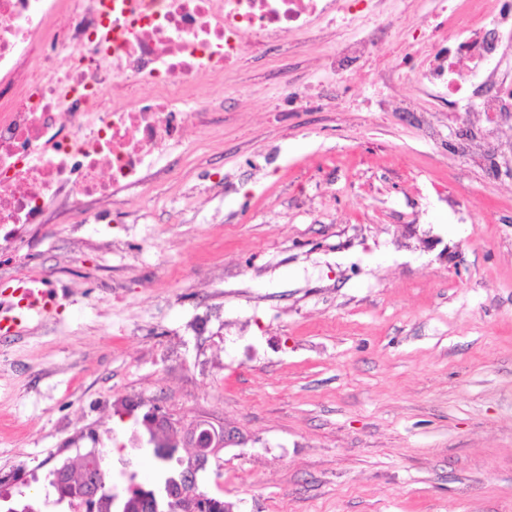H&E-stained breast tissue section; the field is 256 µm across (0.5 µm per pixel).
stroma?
I'll return each mask as SVG.
<instances>
[{
  "label": "stroma",
  "mask_w": 512,
  "mask_h": 512,
  "mask_svg": "<svg viewBox=\"0 0 512 512\" xmlns=\"http://www.w3.org/2000/svg\"><path fill=\"white\" fill-rule=\"evenodd\" d=\"M331 44L271 47L198 101L146 196L0 253L58 310L0 340V474L132 434L122 404L234 429L202 490L232 512H512V163L455 143L481 117L376 112L378 77L322 112Z\"/></svg>",
  "instance_id": "stroma-1"
}]
</instances>
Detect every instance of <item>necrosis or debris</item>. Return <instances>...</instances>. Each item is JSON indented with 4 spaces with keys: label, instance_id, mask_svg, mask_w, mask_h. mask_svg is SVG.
<instances>
[{
    "label": "necrosis or debris",
    "instance_id": "necrosis-or-debris-1",
    "mask_svg": "<svg viewBox=\"0 0 512 512\" xmlns=\"http://www.w3.org/2000/svg\"><path fill=\"white\" fill-rule=\"evenodd\" d=\"M397 3L0 0V249L33 242L54 204L77 223L108 222L122 193L149 189L183 150L188 124L223 110L194 98L196 75L238 71L289 34L333 38L339 78L313 96L289 85L279 111L324 110L364 67L414 77L445 104L479 88V113L512 111V0H436L393 41ZM61 12L67 25L54 22Z\"/></svg>",
    "mask_w": 512,
    "mask_h": 512
}]
</instances>
